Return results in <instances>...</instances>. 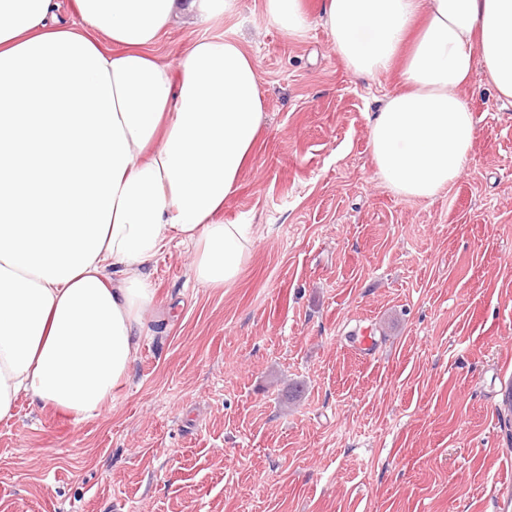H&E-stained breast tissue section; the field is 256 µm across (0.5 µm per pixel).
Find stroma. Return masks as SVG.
Returning <instances> with one entry per match:
<instances>
[{
    "label": "stroma",
    "instance_id": "35a3bbf8",
    "mask_svg": "<svg viewBox=\"0 0 512 512\" xmlns=\"http://www.w3.org/2000/svg\"><path fill=\"white\" fill-rule=\"evenodd\" d=\"M321 2L303 0L299 38L235 0L156 45L171 60L232 33L257 58L267 122L223 219L260 231L230 288L197 284L183 248L152 260L168 318L102 415L20 399L0 422V512H498L512 105L474 74L464 173L430 200L396 195L368 117L399 74L349 72Z\"/></svg>",
    "mask_w": 512,
    "mask_h": 512
}]
</instances>
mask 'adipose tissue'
Here are the masks:
<instances>
[{"mask_svg": "<svg viewBox=\"0 0 512 512\" xmlns=\"http://www.w3.org/2000/svg\"><path fill=\"white\" fill-rule=\"evenodd\" d=\"M233 0H0V421L20 396L98 416L128 382L156 311L151 260L171 244L196 281L233 287L258 233L220 215L266 114L256 57L231 35L173 62V23L223 20ZM302 36V0H264ZM350 72L398 71L369 126L376 171L431 199L464 172L475 66L512 104V0H323Z\"/></svg>", "mask_w": 512, "mask_h": 512, "instance_id": "1", "label": "adipose tissue"}]
</instances>
